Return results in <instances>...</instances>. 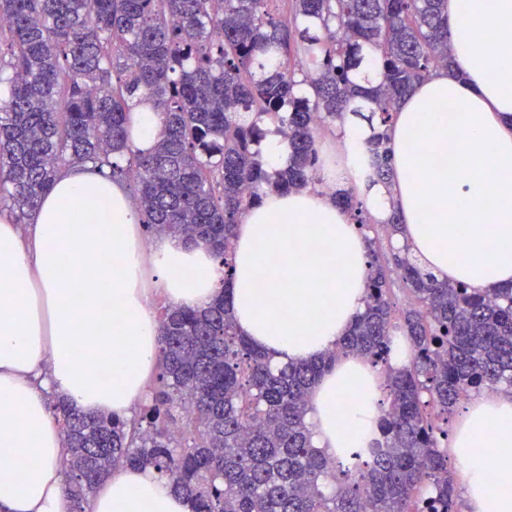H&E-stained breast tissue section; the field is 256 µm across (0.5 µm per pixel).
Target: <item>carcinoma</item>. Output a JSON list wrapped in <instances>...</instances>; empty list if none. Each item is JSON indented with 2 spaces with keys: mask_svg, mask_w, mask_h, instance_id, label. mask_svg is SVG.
Listing matches in <instances>:
<instances>
[{
  "mask_svg": "<svg viewBox=\"0 0 512 512\" xmlns=\"http://www.w3.org/2000/svg\"><path fill=\"white\" fill-rule=\"evenodd\" d=\"M451 37L445 0H0V213L26 221L61 168L93 163L128 184L147 233L208 246L227 278L240 213L319 181L324 131L367 126L355 174L392 180L394 111L448 65ZM143 99L163 115L147 152L128 134ZM272 134L288 142L285 169L261 156ZM335 199L370 263L363 311L336 349L277 365L225 298L163 307L155 384L133 417L52 405L71 495L133 466L194 512H458L448 415L512 387V288L437 280L367 235L375 220L354 192ZM392 269L410 300L399 322ZM398 332L411 358L394 369ZM349 354L382 371L387 407L370 461L338 471L314 446L307 395Z\"/></svg>",
  "mask_w": 512,
  "mask_h": 512,
  "instance_id": "cac0c4a2",
  "label": "carcinoma"
}]
</instances>
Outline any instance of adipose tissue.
Masks as SVG:
<instances>
[{"mask_svg":"<svg viewBox=\"0 0 512 512\" xmlns=\"http://www.w3.org/2000/svg\"><path fill=\"white\" fill-rule=\"evenodd\" d=\"M451 63L420 82L391 128V183L322 181L270 193L235 229L233 277L205 246L144 245L123 183L64 167L28 227L0 216V512H73L49 402L131 416L159 354L154 299L201 309L228 295L238 332L274 362L326 354L362 311L367 243L332 193L357 187L377 221L398 209L395 246L439 280L512 287V0H448ZM384 377L349 355L309 395L314 444L337 467L379 437ZM449 453L469 512H512V392L460 410ZM89 512H193L150 468H122Z\"/></svg>","mask_w":512,"mask_h":512,"instance_id":"adipose-tissue-1","label":"adipose tissue"}]
</instances>
